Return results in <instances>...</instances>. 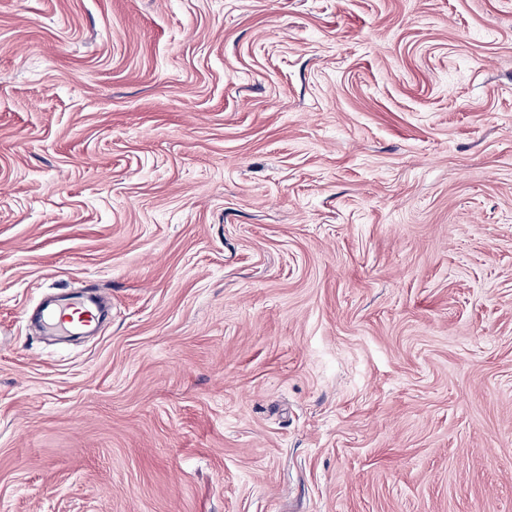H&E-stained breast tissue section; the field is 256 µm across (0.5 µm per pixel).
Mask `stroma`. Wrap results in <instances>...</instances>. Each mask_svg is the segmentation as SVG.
Masks as SVG:
<instances>
[{
  "label": "stroma",
  "instance_id": "35a3bbf8",
  "mask_svg": "<svg viewBox=\"0 0 512 512\" xmlns=\"http://www.w3.org/2000/svg\"><path fill=\"white\" fill-rule=\"evenodd\" d=\"M0 512H512V0H0ZM73 305L75 304L46 307L41 315L43 329L53 335L80 333L93 321L99 320L105 310L104 302L94 287L87 289L77 306ZM70 308H72L71 313L66 314V310Z\"/></svg>",
  "mask_w": 512,
  "mask_h": 512
}]
</instances>
